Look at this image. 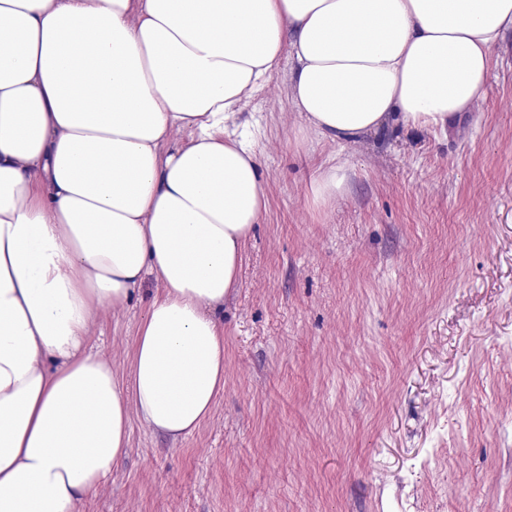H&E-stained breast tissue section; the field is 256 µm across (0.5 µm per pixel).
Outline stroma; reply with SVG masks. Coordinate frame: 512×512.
I'll return each instance as SVG.
<instances>
[{
	"label": "stroma",
	"mask_w": 512,
	"mask_h": 512,
	"mask_svg": "<svg viewBox=\"0 0 512 512\" xmlns=\"http://www.w3.org/2000/svg\"><path fill=\"white\" fill-rule=\"evenodd\" d=\"M492 57L445 134L320 139L284 68L242 105L227 131L256 139L268 206L215 313L224 390L176 442L132 419L76 512H512V36ZM340 161L343 195L314 203ZM159 287L87 340L123 387Z\"/></svg>",
	"instance_id": "obj_1"
}]
</instances>
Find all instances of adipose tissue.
Returning <instances> with one entry per match:
<instances>
[{
    "mask_svg": "<svg viewBox=\"0 0 512 512\" xmlns=\"http://www.w3.org/2000/svg\"><path fill=\"white\" fill-rule=\"evenodd\" d=\"M512 0H0V512H75L130 419L176 441L224 388L214 315L267 207L227 124L290 59L303 131H447ZM123 391L84 348L147 277Z\"/></svg>",
    "mask_w": 512,
    "mask_h": 512,
    "instance_id": "obj_1",
    "label": "adipose tissue"
}]
</instances>
